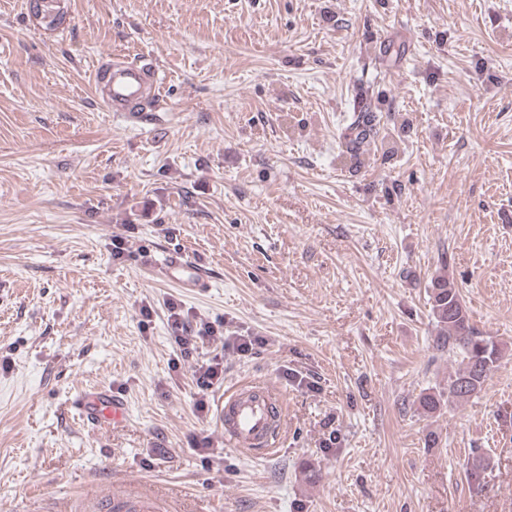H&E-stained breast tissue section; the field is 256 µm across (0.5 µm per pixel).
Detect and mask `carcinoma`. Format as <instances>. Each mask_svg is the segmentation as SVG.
<instances>
[{"label":"carcinoma","instance_id":"carcinoma-1","mask_svg":"<svg viewBox=\"0 0 512 512\" xmlns=\"http://www.w3.org/2000/svg\"><path fill=\"white\" fill-rule=\"evenodd\" d=\"M381 120V113L373 110L352 113L346 127V148L354 152L368 139L379 136ZM428 288L437 330L434 348L458 359L457 369L448 375V387L420 396V408L431 415L478 394L503 358V348L492 338L480 335L470 323L460 289L448 272L432 277Z\"/></svg>","mask_w":512,"mask_h":512}]
</instances>
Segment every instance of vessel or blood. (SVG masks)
<instances>
[{
  "label": "vessel or blood",
  "instance_id": "obj_1",
  "mask_svg": "<svg viewBox=\"0 0 512 512\" xmlns=\"http://www.w3.org/2000/svg\"><path fill=\"white\" fill-rule=\"evenodd\" d=\"M94 79L103 86L104 106L129 117L137 116L148 89L158 90L163 86L162 77L150 63L102 62L95 68ZM160 272L184 288L209 285L210 274L206 268L191 264L180 254L168 255ZM283 401L281 389L268 381L226 392L216 408V420L224 430L225 446L259 456L268 455L275 445L273 410ZM74 404L85 421L97 426H121L128 414L127 404L121 397L104 391L82 392ZM165 505V500L154 495L112 492L90 500L88 512H165Z\"/></svg>",
  "mask_w": 512,
  "mask_h": 512
}]
</instances>
